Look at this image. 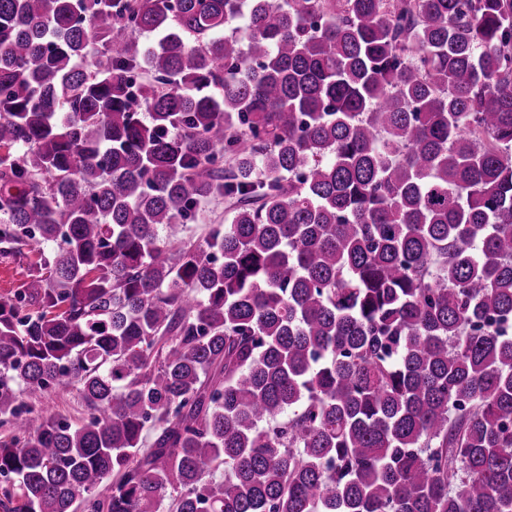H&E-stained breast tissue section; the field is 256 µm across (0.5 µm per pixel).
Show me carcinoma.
Listing matches in <instances>:
<instances>
[{"mask_svg": "<svg viewBox=\"0 0 512 512\" xmlns=\"http://www.w3.org/2000/svg\"><path fill=\"white\" fill-rule=\"evenodd\" d=\"M49 243L3 512H512V0H0V255ZM231 217L230 202L227 199L218 197L203 203L197 210L196 219L191 224L196 230V238L203 232V224H227ZM46 415H63L75 423H80L88 417V410L77 391L70 385L56 387L41 403Z\"/></svg>", "mask_w": 512, "mask_h": 512, "instance_id": "1", "label": "carcinoma"}]
</instances>
